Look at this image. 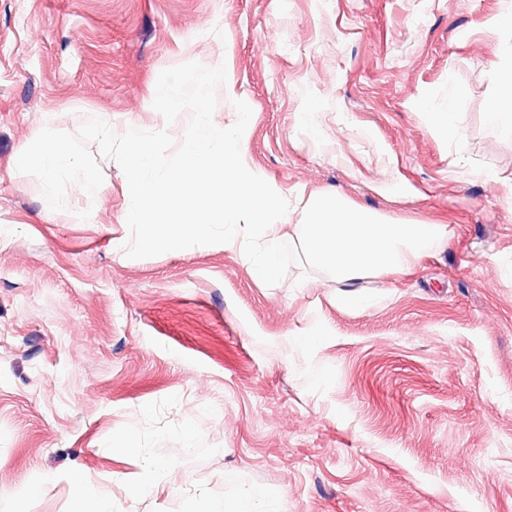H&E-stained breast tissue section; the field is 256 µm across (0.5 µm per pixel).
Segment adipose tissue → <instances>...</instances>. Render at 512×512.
Returning <instances> with one entry per match:
<instances>
[{"label": "adipose tissue", "mask_w": 512, "mask_h": 512, "mask_svg": "<svg viewBox=\"0 0 512 512\" xmlns=\"http://www.w3.org/2000/svg\"><path fill=\"white\" fill-rule=\"evenodd\" d=\"M502 32L493 64V95L485 112L498 134L512 139V0L489 19ZM293 234L309 264L341 285L339 301L356 306L363 298L354 284L379 271L398 272L442 237L438 224H393L352 208L342 197L311 198Z\"/></svg>", "instance_id": "obj_1"}]
</instances>
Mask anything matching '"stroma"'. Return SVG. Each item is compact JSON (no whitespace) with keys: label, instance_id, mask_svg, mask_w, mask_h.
I'll return each mask as SVG.
<instances>
[{"label":"stroma","instance_id":"35a3bbf8","mask_svg":"<svg viewBox=\"0 0 512 512\" xmlns=\"http://www.w3.org/2000/svg\"><path fill=\"white\" fill-rule=\"evenodd\" d=\"M502 0H0V512H192L247 487L281 512H512V140L485 121ZM225 65L214 124L299 223L337 193L445 238L336 301L242 247L116 250L125 175L52 210L21 152L96 112L169 130L160 72ZM456 104L458 134L423 102ZM133 430L130 447L115 440ZM156 493L136 497L145 463ZM42 487L39 495L31 487ZM77 494L83 498L89 506L85 512H112V500L101 490L89 485L80 476H75L73 481Z\"/></svg>","mask_w":512,"mask_h":512}]
</instances>
